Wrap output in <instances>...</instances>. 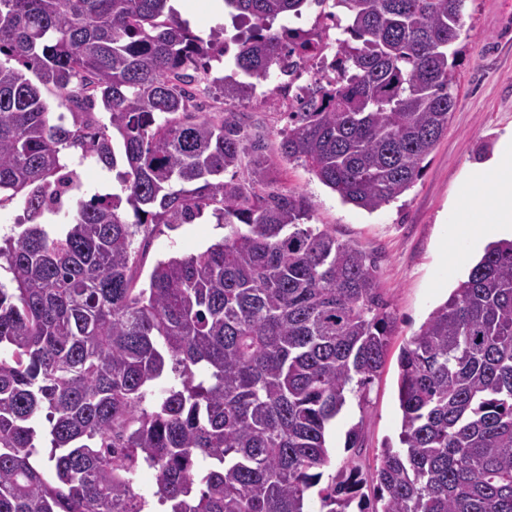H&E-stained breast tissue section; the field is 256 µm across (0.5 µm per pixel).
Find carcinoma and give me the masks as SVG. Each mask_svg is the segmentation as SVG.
Segmentation results:
<instances>
[{"mask_svg": "<svg viewBox=\"0 0 512 512\" xmlns=\"http://www.w3.org/2000/svg\"><path fill=\"white\" fill-rule=\"evenodd\" d=\"M313 3L343 21L349 77L303 90L280 153L374 212L448 128L464 0H224L249 24L235 68L262 80L314 56L311 32L275 26ZM222 44L224 26L204 39L172 0H0V205L27 215L0 245V512H147L139 465L164 512H310L332 422L384 366L377 256L307 223L310 201L274 185L234 113L199 111L189 86ZM212 83L226 101L253 89ZM69 149L122 159L121 194L77 200L50 233L80 187ZM208 209L224 238L137 287L136 235ZM398 367L399 446L371 472L372 512H512V240L486 246ZM364 482L341 467L326 512Z\"/></svg>", "mask_w": 512, "mask_h": 512, "instance_id": "cac0c4a2", "label": "carcinoma"}]
</instances>
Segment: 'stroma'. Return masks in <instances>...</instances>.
Returning a JSON list of instances; mask_svg holds the SVG:
<instances>
[{
  "instance_id": "obj_1",
  "label": "stroma",
  "mask_w": 512,
  "mask_h": 512,
  "mask_svg": "<svg viewBox=\"0 0 512 512\" xmlns=\"http://www.w3.org/2000/svg\"><path fill=\"white\" fill-rule=\"evenodd\" d=\"M463 22L468 35L460 40L453 87L458 103L448 129L414 186L371 213L343 203L301 163L279 156L276 133L285 125L283 113L269 111L251 97L224 100L216 90L197 97L201 111L237 113L249 133L264 140L276 186L311 201L312 223L325 225L338 239L379 258L377 275L392 305L395 332L380 373L365 394L349 395L330 427V464L324 470L328 476L351 459L363 474H370L383 446L397 441L398 354L465 279L462 271L453 278L448 275L449 254L443 249L448 224L455 206L468 199V169L485 159L481 145L496 149L512 128V0H465ZM223 236V225L207 214L190 224L157 225L137 270L139 284L147 283L156 261L200 252ZM356 424L361 427V442L353 451L346 446V433Z\"/></svg>"
}]
</instances>
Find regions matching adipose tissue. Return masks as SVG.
<instances>
[{"instance_id":"1","label":"adipose tissue","mask_w":512,"mask_h":512,"mask_svg":"<svg viewBox=\"0 0 512 512\" xmlns=\"http://www.w3.org/2000/svg\"><path fill=\"white\" fill-rule=\"evenodd\" d=\"M466 188L470 201L455 212L447 238L452 274L487 241L512 233V131L502 137L490 158L469 170Z\"/></svg>"}]
</instances>
